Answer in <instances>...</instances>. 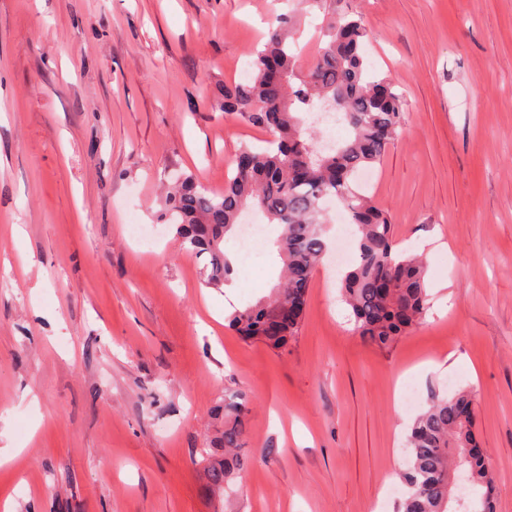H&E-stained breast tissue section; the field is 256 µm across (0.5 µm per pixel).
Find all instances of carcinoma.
Returning <instances> with one entry per match:
<instances>
[{
	"instance_id": "obj_1",
	"label": "carcinoma",
	"mask_w": 512,
	"mask_h": 512,
	"mask_svg": "<svg viewBox=\"0 0 512 512\" xmlns=\"http://www.w3.org/2000/svg\"><path fill=\"white\" fill-rule=\"evenodd\" d=\"M287 18L271 14L266 40L250 52L252 75L224 86L222 109L264 129L263 146L242 144L224 193L212 196L190 175L179 177L164 206L186 250L205 259V283L220 287L235 268L224 238L237 232L241 212L258 207L280 226L274 247L284 263L270 296L234 309L229 328L245 341L283 352L299 333L315 268L328 244L321 217L339 201L353 225L356 259L340 278V295L351 308L355 332L384 349L420 323L429 308L422 259L396 252L393 224L370 196L353 184L362 169L379 163L404 122L402 96L371 72L364 55L369 39L361 16L334 10L324 25L316 55L299 67ZM323 99L343 102L339 121L348 138L330 153L303 129L300 114ZM219 447L205 452L206 488L223 492L247 468L243 445L246 407L224 397ZM475 396L467 389L434 393L414 420L404 447L405 486L397 512H493L488 493L473 495L471 508L452 507L456 474L466 470L472 488L490 489L492 466L476 440Z\"/></svg>"
}]
</instances>
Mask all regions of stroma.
Returning a JSON list of instances; mask_svg holds the SVG:
<instances>
[{"label":"stroma","instance_id":"1","mask_svg":"<svg viewBox=\"0 0 512 512\" xmlns=\"http://www.w3.org/2000/svg\"><path fill=\"white\" fill-rule=\"evenodd\" d=\"M406 105L364 181L430 307L364 342L339 272H314L279 353L222 315L269 295L209 288L162 213L173 175L224 190L265 131L224 114L273 0H0V503L14 512H395L406 435L432 393L476 395L475 432L512 512V0H341ZM158 225L135 242L130 222ZM417 405H407L406 389ZM237 395L251 463L225 497L202 449Z\"/></svg>","mask_w":512,"mask_h":512}]
</instances>
